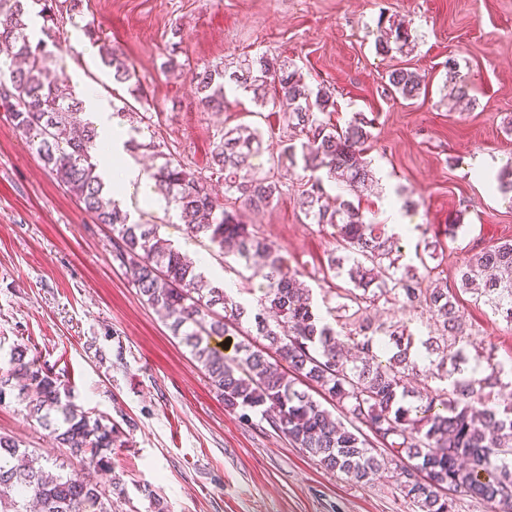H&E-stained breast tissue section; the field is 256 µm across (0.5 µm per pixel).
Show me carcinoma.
<instances>
[{"label":"carcinoma","mask_w":512,"mask_h":512,"mask_svg":"<svg viewBox=\"0 0 512 512\" xmlns=\"http://www.w3.org/2000/svg\"><path fill=\"white\" fill-rule=\"evenodd\" d=\"M56 0H0V110L35 149L43 166L80 203L94 223L112 227L113 259L130 272L142 300L163 313L171 333L201 365L224 407L244 420H261L290 442L319 458L326 469L362 482L388 460L399 462L397 488L414 512H452L453 498L464 493L496 501L512 512V405L500 397L512 388V366L484 356L482 375L471 374L470 336L458 294L469 293L493 314L512 323V240L482 248L457 270L453 287L426 283L403 265L398 240L385 225L366 218L360 206L338 197L327 200L324 181L360 197L373 182L366 144L372 120L356 112L346 126L326 120L335 107L331 92L314 90L298 71L262 56L244 59L226 73L208 66L192 73L199 103L224 109L226 86L272 102L300 142L284 146L278 159L302 165L307 189L299 208L313 224L336 228L342 255H330L327 270L347 279L337 304L321 315L303 272L234 210L224 208L208 182L224 180V190L253 211L280 194L277 182L257 173L250 158L261 136L247 127L227 129L213 142L210 174L197 175L180 160L159 151L154 140L128 146L155 151L163 164L148 173L154 191L175 205L189 235L206 238L224 256H235L261 278L257 307L235 300L215 286L178 249L159 237L158 225L130 221L104 192L95 158L102 154L94 122L81 118L83 102L66 80L47 77L58 17ZM98 48L112 80L141 99L143 89L123 52L83 26ZM448 96L469 98L458 63L448 58ZM425 78L408 68L388 73L390 91L412 100ZM130 119L129 132L141 135V112L116 109ZM489 183L490 191L512 194V163ZM420 312L424 331L414 335L398 322L377 323L368 311L384 306ZM248 324L247 341L228 356L209 345L212 336L230 335ZM8 392L25 403L27 416L58 445L112 470V451L128 442L122 427L77 406L59 375L18 348L0 369V400ZM343 408L366 426L384 447L370 446L358 427L348 428L324 403ZM105 490L77 474H63L0 435V512H108Z\"/></svg>","instance_id":"obj_1"}]
</instances>
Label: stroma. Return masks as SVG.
Segmentation results:
<instances>
[{
  "mask_svg": "<svg viewBox=\"0 0 512 512\" xmlns=\"http://www.w3.org/2000/svg\"><path fill=\"white\" fill-rule=\"evenodd\" d=\"M409 23L411 49L380 54L379 27ZM93 23L125 53L144 90L142 111L163 152L207 173L212 143L239 125L258 130L263 151L253 163L278 181L267 209H239V218L287 253L315 303L334 298L346 280L327 273L336 249L334 227L305 219L296 205L301 168L277 162L287 140L272 106L228 91L223 110L199 104L190 71L267 54L301 68L312 87L328 89L345 125L353 113L373 120L368 156L378 180L360 206L385 224L399 211L409 233L401 240L416 264L422 240H440L447 259L432 274L454 278L457 265L481 248L512 239V197L489 193L512 160V0H83L77 23H64L61 50L50 63L72 89L94 88L112 105V77L81 31ZM456 58L473 107L449 110L445 63ZM185 74L163 69L168 60ZM407 67L426 76L416 99L393 98L387 74ZM131 220L154 216L159 235L211 269V281L256 294L224 266L207 239L192 238L164 199L142 204L122 192ZM459 225L448 237V225ZM112 231L93 223L44 168L25 137L0 116V368L15 348L27 349L68 380L81 408L131 423L116 449L114 474L90 473L81 458L57 447L15 396L0 402V434L51 458L65 472L92 474L109 492L111 512H148L150 496L168 512H413L397 488L396 466L355 482L325 469L259 418L226 410L189 348L146 305L125 269L112 259ZM471 333V355L493 352L512 361V325L470 295L460 297Z\"/></svg>",
  "mask_w": 512,
  "mask_h": 512,
  "instance_id": "1",
  "label": "stroma"
}]
</instances>
